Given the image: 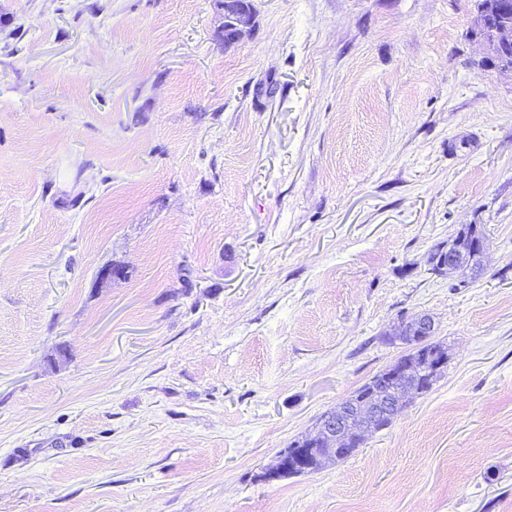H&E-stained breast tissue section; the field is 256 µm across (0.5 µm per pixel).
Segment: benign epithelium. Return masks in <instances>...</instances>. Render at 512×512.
<instances>
[{"label":"benign epithelium","instance_id":"1","mask_svg":"<svg viewBox=\"0 0 512 512\" xmlns=\"http://www.w3.org/2000/svg\"><path fill=\"white\" fill-rule=\"evenodd\" d=\"M254 23V8L248 0H224V49L234 48ZM469 34L482 45V60L494 64L501 72L512 73V6L502 0H476V12ZM486 249L485 241L473 238L458 243L450 241L443 253L448 268L456 271L467 266L466 254L479 256ZM434 333L433 318L420 313L401 323L395 338L410 344L420 340L427 343ZM425 360L429 365L426 376L417 385L407 384L392 390V403L376 401L378 387L372 385L360 402L359 412L354 414L340 406L323 414L319 420V430L300 440L302 448L297 452L298 469L312 474L326 463L336 461V457L351 453L361 445L367 433L373 431L382 420L392 417L393 406L405 403L418 392L431 389L448 367V350L436 343L426 353Z\"/></svg>","mask_w":512,"mask_h":512}]
</instances>
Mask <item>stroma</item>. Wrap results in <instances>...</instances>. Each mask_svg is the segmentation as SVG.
Instances as JSON below:
<instances>
[{
    "label": "stroma",
    "mask_w": 512,
    "mask_h": 512,
    "mask_svg": "<svg viewBox=\"0 0 512 512\" xmlns=\"http://www.w3.org/2000/svg\"><path fill=\"white\" fill-rule=\"evenodd\" d=\"M254 5L228 50L222 0H0V512H512V76L475 0ZM467 224L480 272L432 273ZM421 312L431 390L268 478Z\"/></svg>",
    "instance_id": "stroma-1"
}]
</instances>
